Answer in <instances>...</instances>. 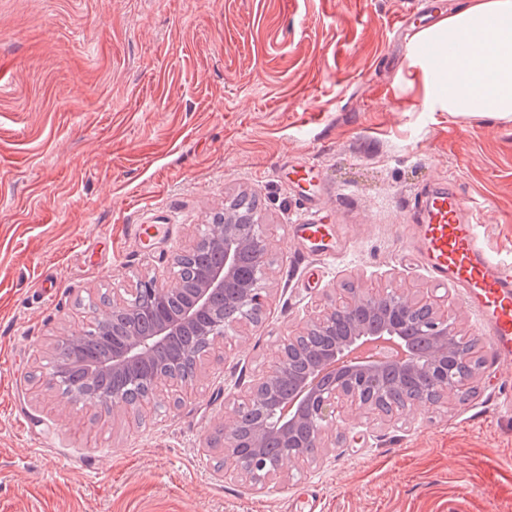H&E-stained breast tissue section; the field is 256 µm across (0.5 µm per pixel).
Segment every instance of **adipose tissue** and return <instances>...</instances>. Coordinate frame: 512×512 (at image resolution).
<instances>
[{"instance_id":"obj_1","label":"adipose tissue","mask_w":512,"mask_h":512,"mask_svg":"<svg viewBox=\"0 0 512 512\" xmlns=\"http://www.w3.org/2000/svg\"><path fill=\"white\" fill-rule=\"evenodd\" d=\"M407 54L428 111L512 120V0H460Z\"/></svg>"}]
</instances>
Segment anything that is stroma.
Masks as SVG:
<instances>
[{
    "instance_id": "obj_1",
    "label": "stroma",
    "mask_w": 512,
    "mask_h": 512,
    "mask_svg": "<svg viewBox=\"0 0 512 512\" xmlns=\"http://www.w3.org/2000/svg\"><path fill=\"white\" fill-rule=\"evenodd\" d=\"M406 0H0V512H512V362L484 346L467 401L405 424L353 417L316 469L262 492L226 473V401L267 365L289 323L345 284L461 302L407 239L415 194L455 180L483 212L486 246L512 257V121L430 112L403 81ZM313 219L347 248L294 243ZM255 194L272 226L261 325L215 351L190 392L145 421L40 385L52 340L101 295L165 274L225 196ZM170 225L143 248L130 225Z\"/></svg>"
}]
</instances>
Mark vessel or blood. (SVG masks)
<instances>
[{
  "label": "vessel or blood",
  "mask_w": 512,
  "mask_h": 512,
  "mask_svg": "<svg viewBox=\"0 0 512 512\" xmlns=\"http://www.w3.org/2000/svg\"><path fill=\"white\" fill-rule=\"evenodd\" d=\"M414 205L422 216L417 249L434 278L454 280L474 308L481 331L500 361L512 360V261L491 254L484 246L477 206L456 184L424 192ZM334 228L308 220L295 225L301 242L328 250Z\"/></svg>",
  "instance_id": "1"
}]
</instances>
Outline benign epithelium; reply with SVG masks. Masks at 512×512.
I'll return each instance as SVG.
<instances>
[{
  "label": "benign epithelium",
  "mask_w": 512,
  "mask_h": 512,
  "mask_svg": "<svg viewBox=\"0 0 512 512\" xmlns=\"http://www.w3.org/2000/svg\"><path fill=\"white\" fill-rule=\"evenodd\" d=\"M224 253L221 264L212 267L188 290L184 288L180 258L200 247ZM249 251L258 271L256 288L243 289L240 318L215 313V297L238 272L240 256ZM271 238L263 216L255 224H237L224 217L222 224H200L194 237L171 259L172 280L151 277L158 300L165 304L187 295L181 311L157 320L146 334L129 332L123 342L90 369V376L124 374L135 365L150 364L171 338L189 327L214 349L244 337L268 305L272 289L266 263ZM138 288L112 289V312L135 310L132 297ZM78 333L54 341L53 365L45 382L66 390L70 400L82 397L65 389L62 369L75 362ZM469 339L463 334L460 311L443 299L415 296L407 288L333 289L297 325L288 328L265 370L242 394H231V412L224 416L219 451L225 472L248 481L261 491L273 480L290 472L314 468L336 447V424L353 416L371 424L383 421L397 425L412 412L448 403L463 391L469 380L448 372V350ZM401 378L426 374L440 387L436 399L421 396L397 409L385 405V396L395 390L387 375ZM156 400L172 389H189L175 374H158L152 385Z\"/></svg>",
  "instance_id": "7a95c632"
}]
</instances>
